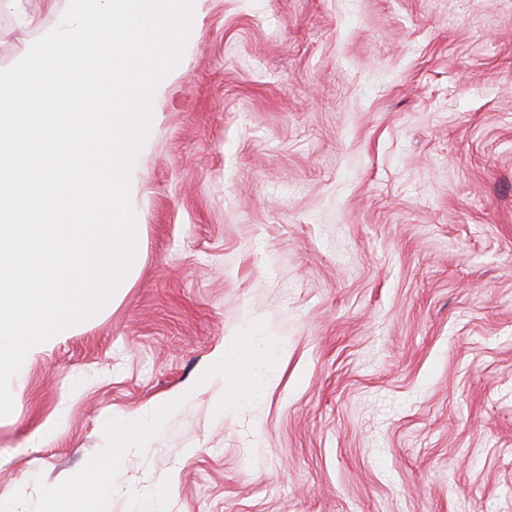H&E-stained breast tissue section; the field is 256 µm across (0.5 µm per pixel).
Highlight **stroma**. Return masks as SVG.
<instances>
[{
    "instance_id": "35a3bbf8",
    "label": "stroma",
    "mask_w": 512,
    "mask_h": 512,
    "mask_svg": "<svg viewBox=\"0 0 512 512\" xmlns=\"http://www.w3.org/2000/svg\"><path fill=\"white\" fill-rule=\"evenodd\" d=\"M68 2L0 0V70ZM154 110L136 272L13 381L0 500L186 391L109 512H512V0H195ZM254 321L278 361L217 415Z\"/></svg>"
}]
</instances>
